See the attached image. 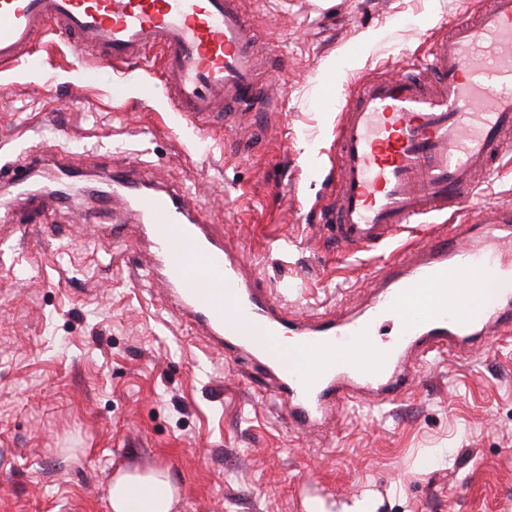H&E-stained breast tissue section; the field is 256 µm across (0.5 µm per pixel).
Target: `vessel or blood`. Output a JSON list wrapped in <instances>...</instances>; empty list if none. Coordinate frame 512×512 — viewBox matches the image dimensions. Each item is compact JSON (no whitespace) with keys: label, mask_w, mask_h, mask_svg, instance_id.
Wrapping results in <instances>:
<instances>
[{"label":"vessel or blood","mask_w":512,"mask_h":512,"mask_svg":"<svg viewBox=\"0 0 512 512\" xmlns=\"http://www.w3.org/2000/svg\"><path fill=\"white\" fill-rule=\"evenodd\" d=\"M50 32L88 51L87 79L101 64H135L159 53L163 90L195 125L223 105L225 122L262 111L255 83V32L240 0H0V68L15 67ZM512 134V0H479L475 17L450 23L424 62L359 79L334 127L336 178L324 211L329 239L345 253H370L411 224L444 218L427 245H399L373 271L371 304L347 319L288 312L257 287L255 270L174 190L148 188L123 172L103 177L131 212L152 257L147 270L174 311L211 346L262 360L289 428L313 431L334 411L365 398L390 402L421 361L454 351L476 334L512 329V207L481 219L483 247L461 240L471 223L476 170L512 173L503 152ZM494 289L485 308L465 313L457 283ZM397 326L390 344L378 325ZM314 353L283 364L265 337Z\"/></svg>","instance_id":"vessel-or-blood-1"}]
</instances>
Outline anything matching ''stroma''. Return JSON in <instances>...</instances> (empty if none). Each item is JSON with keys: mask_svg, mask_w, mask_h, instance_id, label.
Instances as JSON below:
<instances>
[{"mask_svg": "<svg viewBox=\"0 0 512 512\" xmlns=\"http://www.w3.org/2000/svg\"><path fill=\"white\" fill-rule=\"evenodd\" d=\"M264 63L265 112L189 125L157 67L102 68L48 33L0 71V166L47 148L72 174L139 170L178 187L290 312L366 309L370 253L326 241L336 93L419 62L469 0H241ZM124 211L28 197L0 183V512H109L116 471L167 468L180 512H512V335L421 364L395 401L338 409L315 432L284 423L248 355L207 344L138 276L145 240Z\"/></svg>", "mask_w": 512, "mask_h": 512, "instance_id": "stroma-1", "label": "stroma"}]
</instances>
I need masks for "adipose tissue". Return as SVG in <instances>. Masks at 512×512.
Here are the masks:
<instances>
[{
  "label": "adipose tissue",
  "instance_id": "1",
  "mask_svg": "<svg viewBox=\"0 0 512 512\" xmlns=\"http://www.w3.org/2000/svg\"><path fill=\"white\" fill-rule=\"evenodd\" d=\"M110 512H176L179 488L163 468L124 470L106 488Z\"/></svg>",
  "mask_w": 512,
  "mask_h": 512
}]
</instances>
